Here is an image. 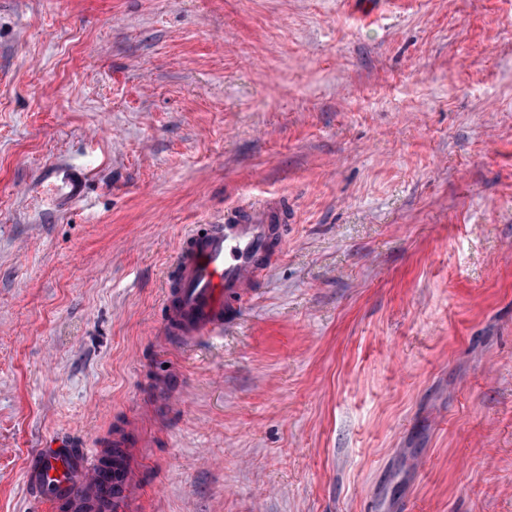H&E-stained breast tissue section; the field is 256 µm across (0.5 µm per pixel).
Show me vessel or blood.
Segmentation results:
<instances>
[{
    "label": "vessel or blood",
    "instance_id": "b4317fda",
    "mask_svg": "<svg viewBox=\"0 0 512 512\" xmlns=\"http://www.w3.org/2000/svg\"><path fill=\"white\" fill-rule=\"evenodd\" d=\"M58 201L79 198L84 175L67 167L52 174ZM270 205L241 207L223 223L181 240L165 288L164 332L189 346L220 331L233 303L250 296L279 251L282 232ZM134 425L104 444L40 449L25 470L26 484L46 512H143L144 500L130 449L146 447Z\"/></svg>",
    "mask_w": 512,
    "mask_h": 512
}]
</instances>
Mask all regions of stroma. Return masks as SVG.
I'll list each match as a JSON object with an SVG mask.
<instances>
[{
	"instance_id": "35a3bbf8",
	"label": "stroma",
	"mask_w": 512,
	"mask_h": 512,
	"mask_svg": "<svg viewBox=\"0 0 512 512\" xmlns=\"http://www.w3.org/2000/svg\"><path fill=\"white\" fill-rule=\"evenodd\" d=\"M243 201L281 252L163 349ZM128 422L145 512H512V0H0V512ZM54 194L58 201L79 198L83 193L84 175L77 169L58 167L53 174ZM268 204L239 207L224 224L187 233L164 284V334L187 347L224 329L233 303L250 296L280 252L281 226ZM269 256L268 260L262 261Z\"/></svg>"
}]
</instances>
